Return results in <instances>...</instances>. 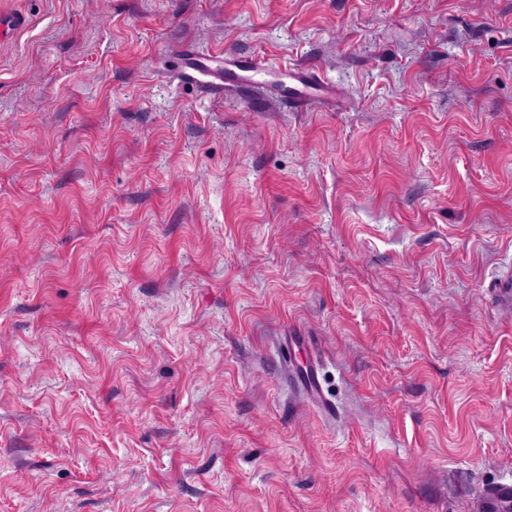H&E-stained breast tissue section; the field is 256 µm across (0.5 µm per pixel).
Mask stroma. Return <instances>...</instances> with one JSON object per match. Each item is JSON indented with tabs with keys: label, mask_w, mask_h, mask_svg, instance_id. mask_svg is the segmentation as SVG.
<instances>
[{
	"label": "stroma",
	"mask_w": 512,
	"mask_h": 512,
	"mask_svg": "<svg viewBox=\"0 0 512 512\" xmlns=\"http://www.w3.org/2000/svg\"><path fill=\"white\" fill-rule=\"evenodd\" d=\"M0 512H474L512 476V0H0ZM307 63L259 110L176 53ZM312 337L321 419L278 343ZM276 72L288 83V95L279 86L283 103L296 112L322 108L324 101L333 93V87L308 66L283 65Z\"/></svg>",
	"instance_id": "stroma-1"
}]
</instances>
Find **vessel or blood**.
Masks as SVG:
<instances>
[{"mask_svg":"<svg viewBox=\"0 0 512 512\" xmlns=\"http://www.w3.org/2000/svg\"><path fill=\"white\" fill-rule=\"evenodd\" d=\"M268 72L265 62L254 55L227 56L216 52L201 57L190 53L182 59L175 76L179 80L195 83L208 95L220 98L225 89L255 84L258 77ZM278 73L288 83V93L283 102L294 111L308 112L320 107L333 93L332 86L308 66L285 65L279 68ZM296 342L293 336L284 339L286 350L281 363L288 373V379L303 389L309 403L322 418H334L336 404L326 395L315 365L319 355L311 353V365L298 368L293 350ZM479 505L481 512H512V479L483 487L479 493Z\"/></svg>","mask_w":512,"mask_h":512,"instance_id":"vessel-or-blood-1","label":"vessel or blood"}]
</instances>
